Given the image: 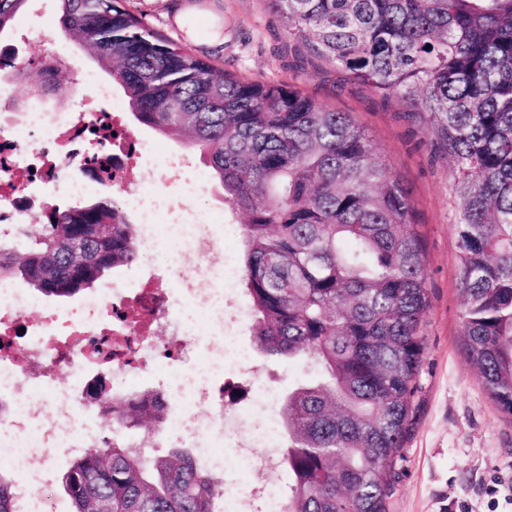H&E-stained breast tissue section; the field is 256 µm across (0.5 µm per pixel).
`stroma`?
<instances>
[{
    "label": "stroma",
    "mask_w": 512,
    "mask_h": 512,
    "mask_svg": "<svg viewBox=\"0 0 512 512\" xmlns=\"http://www.w3.org/2000/svg\"><path fill=\"white\" fill-rule=\"evenodd\" d=\"M159 34L180 42L225 72L270 83H291L318 102L350 113L373 139L391 176L411 189L416 221L424 236L425 277L430 308L422 324L426 355L418 375L415 429L399 466L403 475L387 512H512V416L489 399L476 370L460 352L461 295L450 162L428 114L398 97L386 98L368 85L349 81L308 46H295L286 21L266 0H126ZM28 26L10 42L18 62L40 66L61 61L65 71L53 108L95 103L78 78L79 69L111 81L76 38L42 42L38 26L56 22L54 8L32 0L23 14ZM303 363L255 353L248 366L224 382V402L244 415L251 431L267 413L236 401L254 379H271L278 396L307 379Z\"/></svg>",
    "instance_id": "stroma-1"
}]
</instances>
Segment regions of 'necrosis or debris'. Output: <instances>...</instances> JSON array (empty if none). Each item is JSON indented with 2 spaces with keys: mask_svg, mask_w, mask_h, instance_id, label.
I'll return each instance as SVG.
<instances>
[{
  "mask_svg": "<svg viewBox=\"0 0 512 512\" xmlns=\"http://www.w3.org/2000/svg\"><path fill=\"white\" fill-rule=\"evenodd\" d=\"M97 107L51 111L40 95L20 115L9 112L8 87L0 85V241H11L40 195L71 201L105 186L122 187L144 144L126 124L112 88L85 74ZM201 186L183 176L175 156L163 152L143 185L124 190L121 204L135 212L150 267L132 288H106L67 306L43 304L27 318L34 299L13 281L0 279V448L18 481L16 512H50L42 491L53 464L95 444L107 422L98 385L130 390L156 373L175 382L162 421L181 447L196 448L205 466L232 471L224 488L225 512L255 470L278 468L239 440L227 439L223 416L206 415L211 386L249 360L240 331L246 315L235 307V290L224 264L211 254L223 225L190 204ZM195 254L204 287H190L181 272ZM196 339L193 362L175 367L179 337Z\"/></svg>",
  "mask_w": 512,
  "mask_h": 512,
  "instance_id": "obj_1",
  "label": "necrosis or debris"
}]
</instances>
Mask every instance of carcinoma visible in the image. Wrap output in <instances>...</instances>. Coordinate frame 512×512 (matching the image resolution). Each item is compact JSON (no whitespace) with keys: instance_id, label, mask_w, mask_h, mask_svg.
I'll return each instance as SVG.
<instances>
[{"instance_id":"carcinoma-1","label":"carcinoma","mask_w":512,"mask_h":512,"mask_svg":"<svg viewBox=\"0 0 512 512\" xmlns=\"http://www.w3.org/2000/svg\"><path fill=\"white\" fill-rule=\"evenodd\" d=\"M31 0H0V38ZM60 37L78 36L133 119L181 139L243 216L240 280L257 350L311 362L288 389L281 512H387L415 425L429 308L411 192L367 129L292 84L218 70L151 29L123 0H54ZM288 38L349 79L430 114L452 163L464 358L512 415V0H267ZM58 60L16 70L45 95ZM112 199L51 205L0 249V273L72 297L139 260ZM154 389L106 399L112 440L63 475L71 512H224V481L187 452L128 446L161 423ZM0 467V512H15Z\"/></svg>"}]
</instances>
